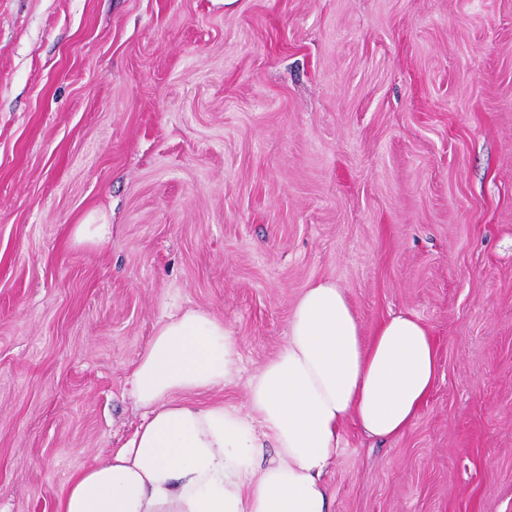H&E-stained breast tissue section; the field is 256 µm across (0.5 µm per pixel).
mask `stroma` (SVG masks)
<instances>
[{
  "instance_id": "35a3bbf8",
  "label": "stroma",
  "mask_w": 512,
  "mask_h": 512,
  "mask_svg": "<svg viewBox=\"0 0 512 512\" xmlns=\"http://www.w3.org/2000/svg\"><path fill=\"white\" fill-rule=\"evenodd\" d=\"M325 278L443 373L402 438L345 424L330 512H512V0H0V512L132 436L168 313L248 374ZM96 222H100L96 224ZM110 224H106L104 216L92 217L84 224H75L73 237L76 244H98L109 233Z\"/></svg>"
}]
</instances>
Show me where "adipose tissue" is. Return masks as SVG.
<instances>
[{
  "mask_svg": "<svg viewBox=\"0 0 512 512\" xmlns=\"http://www.w3.org/2000/svg\"><path fill=\"white\" fill-rule=\"evenodd\" d=\"M240 361L223 320L170 313L131 374L141 424L110 459L69 479L57 512H330L325 474L345 423L370 439L401 438L439 379L421 318L390 314L363 338L330 280L298 297L283 346L248 377L243 405L180 402L232 384Z\"/></svg>",
  "mask_w": 512,
  "mask_h": 512,
  "instance_id": "1",
  "label": "adipose tissue"
}]
</instances>
